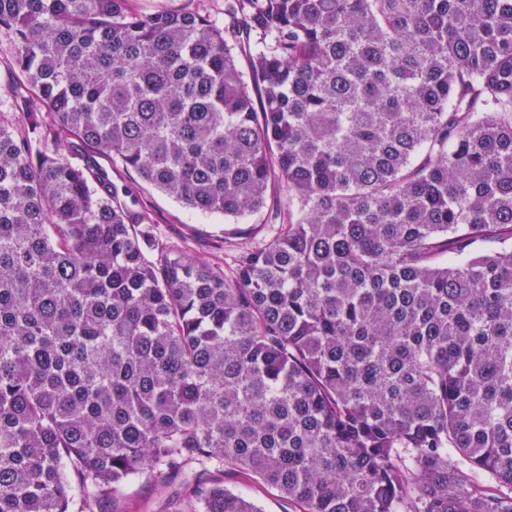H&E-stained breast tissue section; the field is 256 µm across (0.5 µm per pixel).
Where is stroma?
<instances>
[{"label":"stroma","instance_id":"1","mask_svg":"<svg viewBox=\"0 0 512 512\" xmlns=\"http://www.w3.org/2000/svg\"><path fill=\"white\" fill-rule=\"evenodd\" d=\"M111 177L117 184L133 187L138 206L149 216L158 241L176 248L193 259L221 267L233 274L242 252L253 250L273 238L288 219L284 196L271 189L267 205L240 223L233 224L220 215L196 213L142 182L133 170L113 163ZM224 485L233 493L254 501L262 512H299L278 492L245 475L229 472ZM178 485L160 487L145 480L129 481L116 500H100L90 512H182Z\"/></svg>","mask_w":512,"mask_h":512}]
</instances>
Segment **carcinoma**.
<instances>
[{
	"instance_id": "carcinoma-1",
	"label": "carcinoma",
	"mask_w": 512,
	"mask_h": 512,
	"mask_svg": "<svg viewBox=\"0 0 512 512\" xmlns=\"http://www.w3.org/2000/svg\"><path fill=\"white\" fill-rule=\"evenodd\" d=\"M0 34V512L134 478L260 512L229 467L301 512H512V0H0ZM99 157L288 222L228 276ZM130 6L139 11L167 9L172 11L195 10L224 25V0H130ZM10 52L5 39H0V113L7 112L13 121H17L14 112H21L15 103L13 90L17 78L15 70L10 63ZM9 112V113H8ZM11 112V113H10Z\"/></svg>"
}]
</instances>
